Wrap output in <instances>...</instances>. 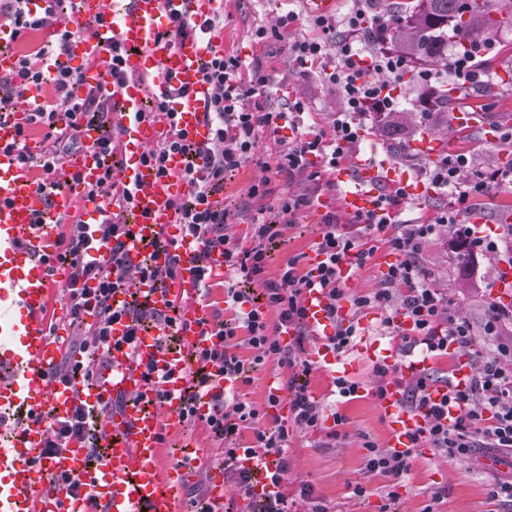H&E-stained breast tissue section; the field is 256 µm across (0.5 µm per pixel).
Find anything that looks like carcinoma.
Masks as SVG:
<instances>
[{
  "label": "carcinoma",
  "mask_w": 512,
  "mask_h": 512,
  "mask_svg": "<svg viewBox=\"0 0 512 512\" xmlns=\"http://www.w3.org/2000/svg\"><path fill=\"white\" fill-rule=\"evenodd\" d=\"M470 5L464 19L463 0H389L373 14L371 31L410 67L439 68L448 64V48L474 41L485 47L512 23V0H470Z\"/></svg>",
  "instance_id": "cac0c4a2"
}]
</instances>
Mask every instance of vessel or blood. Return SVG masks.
<instances>
[{
	"instance_id": "vessel-or-blood-1",
	"label": "vessel or blood",
	"mask_w": 512,
	"mask_h": 512,
	"mask_svg": "<svg viewBox=\"0 0 512 512\" xmlns=\"http://www.w3.org/2000/svg\"><path fill=\"white\" fill-rule=\"evenodd\" d=\"M221 2L117 0L109 11L104 0H77L82 17L95 19L107 12L112 15L111 23L98 27L95 35L78 40L75 48L81 54L94 56L100 42L110 39L120 46L121 67L129 80L125 85L113 86L112 109L122 115L129 144L148 149L166 128L162 122L134 120V113L145 110L150 96L171 100L180 128L190 136L205 135L207 89L201 67L211 53V44L194 35L171 44L160 39L159 33L170 15H180L193 26L212 15ZM142 77L150 80V89L140 87L138 80ZM18 123L15 117L0 120V295L15 297L13 311L0 314V370L10 374L9 379L0 380V405L18 404L25 417L14 437L0 444V512H72L74 504L66 487L49 486L50 475L61 467L80 475L87 491L104 506L105 512H181L180 479L192 466L196 451L183 448L170 468L163 467L162 454L167 437L182 428L180 411L186 382L179 371L185 352L212 344L197 330L198 320L208 317L209 310L192 302L202 283L193 258L195 244L191 238H181L183 262L175 280L141 286L156 309L166 311L171 305H178L180 321L185 325L180 333V351H159L148 338L140 344L136 361H129L122 351H113L112 374L106 383L82 392L92 404L117 391L135 397L122 413L105 422L108 437L104 463L89 465L86 448L77 443L72 444L63 462L39 458L37 450L43 443L47 413L64 414L72 394L56 389L50 380L57 352L51 346L45 312L57 278L44 260L50 251L51 234L38 227L34 219L69 211L80 192L66 190L56 197L54 206L46 205L33 177L20 168L10 149L18 138ZM185 165L184 156L172 155L168 162L172 174L168 177L158 176L152 167L138 161L115 167L114 178L129 183L135 191L129 210L134 237L128 242L133 263H141L151 252V244L160 231L178 236L175 205L188 195V186L178 174ZM336 177L346 186L341 204L347 213L373 209L384 180L376 153L341 167ZM327 304V297L317 289L304 297L305 322L313 337L311 359L352 371V364H340L328 346L334 328L326 314ZM364 353L370 358H384L395 375L376 405L390 430L392 447L408 448L423 416L403 407L398 377L428 371L429 359L422 355L403 357L376 344L365 347ZM150 363L169 374L164 398H156L142 378L143 367ZM243 464L256 471L258 490L272 491L269 475L275 470L273 458H247Z\"/></svg>"
}]
</instances>
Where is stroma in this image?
Wrapping results in <instances>:
<instances>
[{
    "label": "stroma",
    "instance_id": "1",
    "mask_svg": "<svg viewBox=\"0 0 512 512\" xmlns=\"http://www.w3.org/2000/svg\"><path fill=\"white\" fill-rule=\"evenodd\" d=\"M293 11L296 19L279 37L266 42H256L254 32L258 27H273L282 11ZM224 28L216 42L225 52L239 55L244 60L261 58L270 76L264 95L272 111H280L293 100H301L305 112L300 120L299 130L331 133L335 113L342 105V98L333 86L323 79L324 67L333 66L335 55H328L323 64L299 69L288 54L292 43L318 37L314 25L316 17L308 0H224ZM489 65L486 86L496 101V107L486 118L493 130L512 128V84L506 80V71L512 66V29L502 30L497 45L488 54ZM425 89L415 82H404L399 86L402 111L414 113L413 126L390 135L379 127L375 115L362 117L366 133L352 150V157L377 150L379 160L399 168L409 176L410 183H425V169L431 168V157L415 149L414 144L423 134H438L443 137L442 155H465L470 168L482 173L496 169L499 161L512 158V146L500 142H487L484 129L479 126L464 127L457 123L454 112L469 108L476 101L474 92L460 89L448 112H425L421 101ZM296 130V131H299ZM296 131L289 128L262 129L257 138L253 156L224 183V207L233 216L227 233L240 247L251 246L255 226L252 219L260 207L277 204L286 187L302 191L308 188L306 176H295L291 184L272 180V195L253 198L249 189L274 166L276 157L294 140ZM340 195L337 192L322 194L295 227L288 230L285 242L274 250L267 261L263 279L279 280L285 259L308 251L319 232L321 218L325 212L341 210ZM480 220L487 236L500 240L501 249L512 248V239L501 238L505 224L512 221V187L505 188L489 183L487 193L478 200L470 212L461 214V223ZM340 232L360 237L361 241L373 246L377 254L371 257L365 267L354 274L345 285L350 296L364 295L380 288L388 266L379 255L386 247L379 241L378 234L358 227L343 224ZM456 237L451 230L444 229L433 236L425 245L421 262L425 268L428 283L447 295L452 308L465 317L472 325L477 338L473 349L482 355H489L491 347L481 333L486 320L487 307L492 303H503L512 309V298L501 299L495 285L501 277V263L496 256L479 257L478 276H470L467 266L459 264ZM352 381L360 389L355 399L340 397L335 388L326 386L322 367H315L309 377L308 393L320 406L325 419L321 430L308 431L297 426L290 427L288 441V492L296 494L300 484L308 483L316 496L326 505L328 512H422L432 491L445 489L447 499L444 512H497L496 504L487 498V487L498 478L499 470L484 468L480 456L466 461H448L425 450L419 452L412 466L398 484L365 470V440H373L380 447L389 445V429L377 412L369 395L376 377L372 361L358 359L357 369L351 373ZM344 415L346 421L335 425L333 414ZM339 430V438H330L332 430ZM362 485L364 497H352L355 485ZM395 490L396 501H389L388 490Z\"/></svg>",
    "mask_w": 512,
    "mask_h": 512
}]
</instances>
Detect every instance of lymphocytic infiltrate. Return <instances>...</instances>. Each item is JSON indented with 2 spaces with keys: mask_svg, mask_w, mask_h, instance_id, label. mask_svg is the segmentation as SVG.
<instances>
[{
  "mask_svg": "<svg viewBox=\"0 0 512 512\" xmlns=\"http://www.w3.org/2000/svg\"><path fill=\"white\" fill-rule=\"evenodd\" d=\"M368 2L353 0L350 10L339 20L317 17L320 37L294 42L289 48L290 57L300 69L335 53L336 64L326 71L325 78L339 90L343 107L333 121L331 137L301 134L280 152L275 176L288 179L304 173L312 188L301 194L287 192L279 198V222L256 219L255 239L249 248L231 245L224 232L232 221L218 198L224 177L251 159L259 128L275 129L283 122L296 127L297 115L304 112L303 102L294 101L284 112L270 111L263 96L269 78L262 61L256 58L246 62L215 48L202 69V80L209 91L207 133L203 139L190 137L179 128L168 101H161L156 112L136 115L140 121L154 120L159 113L166 115L165 135L154 149L142 153L140 161L166 177L170 174L169 156L179 153L186 157L187 165L180 177L190 194L176 207L178 221L184 235L198 246L195 260L203 278L211 276L207 265L210 253H223L226 298L235 311L234 318L226 321H199L200 334L217 337L218 342L189 353L182 370L186 389L180 417L187 424L204 422L214 440L222 442V449L207 457L206 462L231 474L239 496L222 503L202 498L194 501L193 512H238L237 502L241 499L256 501L257 512H292L283 490L289 470L288 427L293 424L315 431L322 420L307 389V377L314 364L305 347L310 332L302 299L305 292L314 288L324 291L329 300L326 313L335 332L328 343L336 353H346L354 346L360 315L378 309L383 313V331L399 333L401 355L422 348L428 355L444 357L453 345L471 356L472 374L465 387H457L450 379L434 380L426 373L406 384L403 404L422 413L425 425L412 436L406 450L366 442L367 472L394 481L402 478L410 470L414 448L425 442L435 454L455 461L471 458L482 448L512 453V343L500 340L501 324L512 314L497 305L489 306L483 332L486 340L494 344L496 354L490 358L472 355V326L456 317L448 298L428 285L419 260L429 239L439 228L449 226L456 228L462 247L471 253L498 252L496 240L478 235L473 226H460L459 214L469 201L484 195L488 182L511 187L512 169L472 175L466 157L437 162L427 176L434 188L451 193L452 200L431 224L397 225L394 208L408 197L406 188L400 185L390 194L381 195L376 209L351 216V223L384 233L389 251L399 256L398 262L389 265L381 288L370 294L351 299L345 295L344 268H363L373 251L357 238L339 232L343 218L334 211L323 215L320 232L311 246L317 263H309V254L290 256L279 280L265 282L259 292L253 287L286 230L296 224L322 192L335 190V181L322 180L321 173L340 166L361 140L360 117L398 109L391 86L407 72L408 65L392 52L371 54L363 49L361 41L369 23ZM60 4L61 0H42L34 7L30 0H0V21L11 28L14 41L27 47L17 56L14 68L0 75V117L15 113L18 100L29 87L52 84L51 96L30 103L14 145L19 163L24 166L32 159L27 144L29 127H40L45 138L54 140L57 148L44 154L43 174L37 181L39 190L50 195L59 192L61 184L54 173L79 150L84 129L93 128L99 133L91 150L102 173L95 182L82 184L81 194L84 201L94 204L98 218L88 222L75 217L72 234L59 235L55 242L54 259L66 273L61 289L65 314L71 322L88 325L78 348L67 349L61 362L51 369L53 381L70 389L78 383L92 385L111 371L113 350L135 352L147 324L177 323V315L157 313L148 297L136 296L130 306L116 308L112 295L138 281L162 283L174 279L181 256L177 239L162 235L156 244L167 255L164 267L129 264L126 240L131 228L124 212L134 200V191L115 181L112 174L115 158L126 150L125 127L112 123V97L104 93L102 81H88L83 68L68 63L71 46L80 33L61 27ZM46 28L52 29L55 43L50 55L30 42L33 32ZM485 75L484 60L468 50L457 52L447 69L416 72L419 83L433 95L440 94L448 81L462 86L479 85ZM346 303L353 310L352 316L342 312ZM405 320L411 324L407 332L401 329ZM119 322L125 328L117 338L112 329ZM286 333L292 336L287 343L281 340ZM269 361L291 369L292 375L285 384L291 398L285 403L277 395H268L266 407L261 410L247 401L239 389L250 383L257 365ZM206 395L212 401L204 410L200 401ZM128 401L121 391L94 405L81 396H73L64 415L49 416L39 458L62 461L71 443L77 441L88 449L91 461L102 462L105 450L99 445V421L121 412ZM284 403L289 410L283 417L278 410ZM452 406L458 408L459 414L448 424L444 418ZM245 429L253 432L252 445L234 447V440ZM267 456L277 462L271 476L274 490L259 496L254 492V473L243 466L242 460Z\"/></svg>",
  "mask_w": 512,
  "mask_h": 512,
  "instance_id": "f902f5d3",
  "label": "lymphocytic infiltrate"
}]
</instances>
